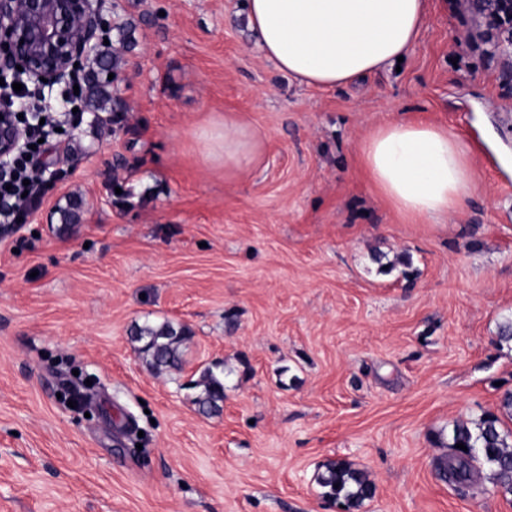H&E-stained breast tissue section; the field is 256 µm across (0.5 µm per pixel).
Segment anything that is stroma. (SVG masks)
Listing matches in <instances>:
<instances>
[{
    "instance_id": "35a3bbf8",
    "label": "stroma",
    "mask_w": 512,
    "mask_h": 512,
    "mask_svg": "<svg viewBox=\"0 0 512 512\" xmlns=\"http://www.w3.org/2000/svg\"><path fill=\"white\" fill-rule=\"evenodd\" d=\"M115 2L136 39L121 122L85 110L41 207L0 226V512H343L317 481L337 458L374 484L358 512H512L485 469L436 470L455 423L512 391V82L468 13L428 0L399 67L319 89L260 54L244 0ZM228 112L262 146L230 179L201 139ZM402 119L468 149L448 217L408 223L358 162ZM164 321L188 338L157 374L132 332ZM200 385L203 389L195 399V404L203 412L219 410V402L224 400L223 381L208 368L202 375Z\"/></svg>"
}]
</instances>
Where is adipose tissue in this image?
Returning a JSON list of instances; mask_svg holds the SVG:
<instances>
[{
  "mask_svg": "<svg viewBox=\"0 0 512 512\" xmlns=\"http://www.w3.org/2000/svg\"><path fill=\"white\" fill-rule=\"evenodd\" d=\"M261 54L281 73L334 88L392 65L417 42L426 0H245ZM224 174L258 163L260 144L245 122L224 118ZM360 161L376 191L405 219L437 220L469 196L466 151L447 129L414 121L375 128Z\"/></svg>",
  "mask_w": 512,
  "mask_h": 512,
  "instance_id": "1",
  "label": "adipose tissue"
}]
</instances>
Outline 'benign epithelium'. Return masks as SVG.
<instances>
[{"mask_svg": "<svg viewBox=\"0 0 512 512\" xmlns=\"http://www.w3.org/2000/svg\"><path fill=\"white\" fill-rule=\"evenodd\" d=\"M477 31L495 32L493 52L512 55V0H470ZM107 0H0V72L48 87L69 82L89 58L111 53ZM21 104L0 101V165L24 147L26 130L13 120Z\"/></svg>", "mask_w": 512, "mask_h": 512, "instance_id": "1", "label": "benign epithelium"}]
</instances>
